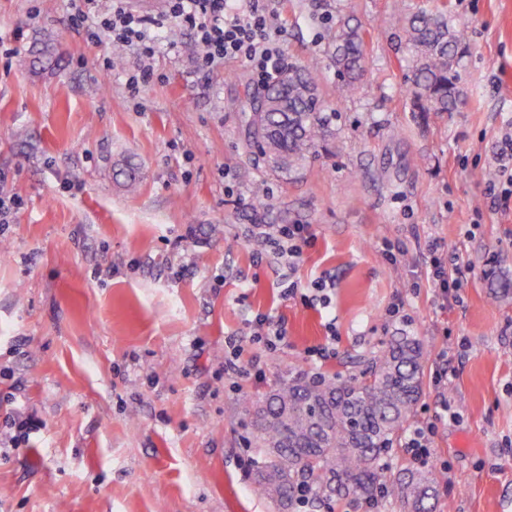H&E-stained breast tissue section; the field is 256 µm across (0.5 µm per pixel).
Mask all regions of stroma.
Wrapping results in <instances>:
<instances>
[{"instance_id": "obj_1", "label": "stroma", "mask_w": 512, "mask_h": 512, "mask_svg": "<svg viewBox=\"0 0 512 512\" xmlns=\"http://www.w3.org/2000/svg\"><path fill=\"white\" fill-rule=\"evenodd\" d=\"M416 4L447 5L470 36L456 110L421 124L395 39ZM277 10L287 63L317 65L335 114L328 148L285 178L245 144L243 105L260 89L250 69L197 72L188 27L159 31L133 94V54L73 29L70 0H0V435L18 418L30 427L0 447V512H292L258 486L241 397L288 376L359 374L403 331L426 351L413 420L435 431L423 460L394 447L389 472L433 471L429 512H512V295L492 296L512 278L499 176L512 0ZM341 18L365 31L368 56L347 101L325 56ZM258 218L309 225L294 266L254 244ZM434 256L449 270L464 260L459 287H435ZM319 279L334 284L326 308L303 300ZM258 314L285 324L287 347L252 344ZM231 338L241 371L228 377ZM327 343L334 357H308ZM445 403L457 420L441 418Z\"/></svg>"}]
</instances>
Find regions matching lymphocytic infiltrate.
<instances>
[{
	"mask_svg": "<svg viewBox=\"0 0 512 512\" xmlns=\"http://www.w3.org/2000/svg\"><path fill=\"white\" fill-rule=\"evenodd\" d=\"M97 0H72L73 28H89L92 36H106L112 44L133 50L139 64L127 79L131 90H138L150 77L148 61L155 54L151 29L164 28L176 21L192 29L194 40L204 52L197 68L208 71L227 61L245 62L259 84H267L285 63L284 50L277 38V13L274 0H248L247 8L235 7L234 0H167L166 12L145 17L129 10L125 0H112L109 9L93 12ZM252 233L271 247L287 264H295L301 245L311 236L305 224H254Z\"/></svg>",
	"mask_w": 512,
	"mask_h": 512,
	"instance_id": "f902f5d3",
	"label": "lymphocytic infiltrate"
}]
</instances>
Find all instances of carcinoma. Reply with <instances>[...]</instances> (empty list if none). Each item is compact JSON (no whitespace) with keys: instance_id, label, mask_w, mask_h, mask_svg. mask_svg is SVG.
<instances>
[{"instance_id":"cac0c4a2","label":"carcinoma","mask_w":512,"mask_h":512,"mask_svg":"<svg viewBox=\"0 0 512 512\" xmlns=\"http://www.w3.org/2000/svg\"><path fill=\"white\" fill-rule=\"evenodd\" d=\"M395 34L406 62L405 99L415 119L453 111L461 95L460 71L468 51L465 28L448 19V6L414 7ZM340 98L361 87L367 55L361 27L347 20L325 49ZM317 68L289 65L244 106L247 143L266 156L271 171L290 175L334 137L331 115L318 93ZM425 352L404 332L391 338L359 375L283 379L256 411L258 482L280 503L308 482L326 496L368 498L377 493L424 512L433 474H390L383 458L414 413L423 385Z\"/></svg>"}]
</instances>
